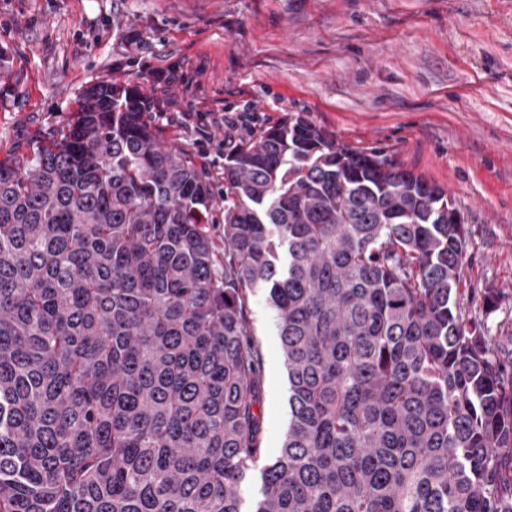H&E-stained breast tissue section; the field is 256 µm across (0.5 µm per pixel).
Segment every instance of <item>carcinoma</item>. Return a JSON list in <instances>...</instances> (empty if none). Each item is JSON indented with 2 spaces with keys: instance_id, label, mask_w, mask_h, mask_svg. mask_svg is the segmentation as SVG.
<instances>
[{
  "instance_id": "cac0c4a2",
  "label": "carcinoma",
  "mask_w": 512,
  "mask_h": 512,
  "mask_svg": "<svg viewBox=\"0 0 512 512\" xmlns=\"http://www.w3.org/2000/svg\"><path fill=\"white\" fill-rule=\"evenodd\" d=\"M91 87L0 161V512H512V375L448 193L302 116L204 171ZM288 380L280 454L244 291ZM215 158V162L212 163L210 160ZM209 171L212 176V187L214 190V196L217 201L213 215L216 216L219 224H206V229L209 232L212 242L217 251L224 253V224H222V203L221 194L224 193V156L216 157L214 151L208 159Z\"/></svg>"
}]
</instances>
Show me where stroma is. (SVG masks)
I'll return each instance as SVG.
<instances>
[{
  "label": "stroma",
  "mask_w": 512,
  "mask_h": 512,
  "mask_svg": "<svg viewBox=\"0 0 512 512\" xmlns=\"http://www.w3.org/2000/svg\"><path fill=\"white\" fill-rule=\"evenodd\" d=\"M0 69V160L103 81L166 99L162 140L191 155L179 112L248 115L238 140L301 115L382 152L451 194L469 228L460 304L512 354V0H0ZM245 296L272 458L287 377L266 289Z\"/></svg>",
  "instance_id": "obj_1"
}]
</instances>
